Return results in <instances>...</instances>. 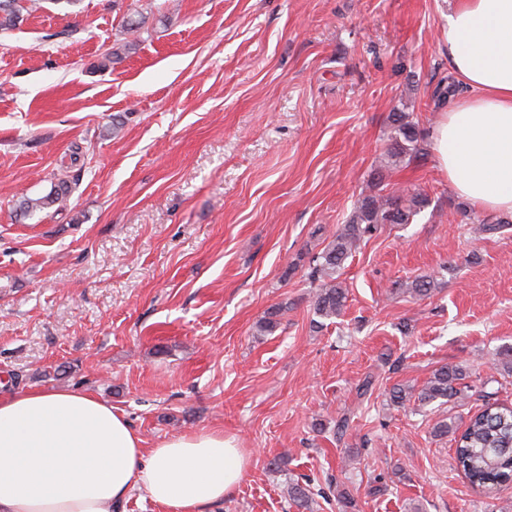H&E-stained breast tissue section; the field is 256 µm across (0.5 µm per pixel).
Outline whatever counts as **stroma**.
I'll list each match as a JSON object with an SVG mask.
<instances>
[{
	"mask_svg": "<svg viewBox=\"0 0 512 512\" xmlns=\"http://www.w3.org/2000/svg\"><path fill=\"white\" fill-rule=\"evenodd\" d=\"M454 2L44 0L22 14L0 33V385L91 392L150 448L235 438L249 466L212 512L512 504V484L472 487L433 434L485 400L512 406L495 365L512 348V228L484 232L480 207L463 218L428 139ZM395 112L425 138L382 172ZM66 170L65 208H21ZM400 185L427 207L359 244L343 313L316 326L311 256L358 200ZM425 274L437 290L403 293ZM278 304L280 326L257 334ZM458 363L472 372L464 402L390 405L393 385ZM307 479L321 493L302 509L286 489Z\"/></svg>",
	"mask_w": 512,
	"mask_h": 512,
	"instance_id": "1",
	"label": "stroma"
}]
</instances>
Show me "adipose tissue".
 Instances as JSON below:
<instances>
[{
    "label": "adipose tissue",
    "instance_id": "1",
    "mask_svg": "<svg viewBox=\"0 0 512 512\" xmlns=\"http://www.w3.org/2000/svg\"><path fill=\"white\" fill-rule=\"evenodd\" d=\"M447 42L471 94L439 116L432 153L458 196L512 211V0H456ZM247 467L220 431L148 448L91 393L0 392V512H112L137 488L172 512H209Z\"/></svg>",
    "mask_w": 512,
    "mask_h": 512
}]
</instances>
